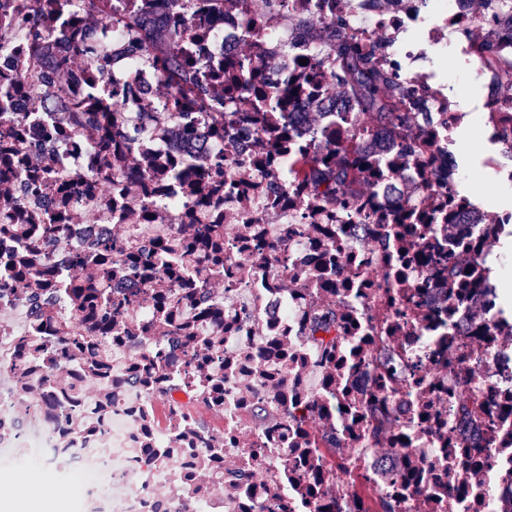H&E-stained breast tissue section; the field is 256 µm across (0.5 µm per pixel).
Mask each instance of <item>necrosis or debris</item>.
I'll return each instance as SVG.
<instances>
[{"instance_id":"obj_1","label":"necrosis or debris","mask_w":512,"mask_h":512,"mask_svg":"<svg viewBox=\"0 0 512 512\" xmlns=\"http://www.w3.org/2000/svg\"><path fill=\"white\" fill-rule=\"evenodd\" d=\"M314 20L374 52L407 130L366 120ZM158 28L194 80L257 69L286 100L226 99L214 129L207 104L158 94ZM469 77L501 145L479 166L512 176V19L494 5L0 0V469L45 471L74 512H512V311L489 260L512 210L453 148ZM103 99L124 116L108 160ZM163 112L174 133H144ZM368 146L356 210L335 208L313 151ZM183 224L213 227L218 258L183 249ZM77 281L124 303L110 329ZM328 300L326 347L309 329Z\"/></svg>"}]
</instances>
